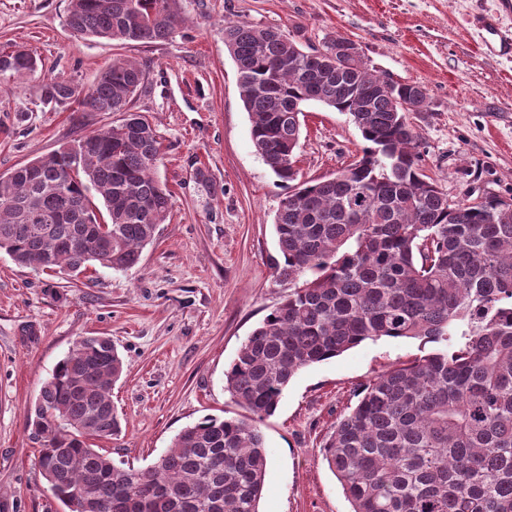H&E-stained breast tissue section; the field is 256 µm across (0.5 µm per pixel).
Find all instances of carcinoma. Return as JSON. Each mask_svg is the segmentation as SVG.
Instances as JSON below:
<instances>
[{"label":"carcinoma","mask_w":512,"mask_h":512,"mask_svg":"<svg viewBox=\"0 0 512 512\" xmlns=\"http://www.w3.org/2000/svg\"><path fill=\"white\" fill-rule=\"evenodd\" d=\"M182 2L70 0L65 22L80 37L165 42L187 23ZM224 47L255 150L288 185L273 224L288 293L224 372L242 413L183 428L145 468L118 465L93 441L122 431L112 386L124 361L110 337H82L28 410L49 497L66 512H259L262 426L291 379L389 337L432 349L366 382L322 448L351 512H512V198L437 189L399 110L416 84L389 87L366 62L338 72L280 28L243 20L224 23ZM36 69L24 50L0 53L1 76ZM146 80L125 58L85 93L46 80L45 100L121 118L0 175V252L75 277L139 263L170 207L158 131L128 109ZM310 101L348 114L368 143L346 181L295 166L302 112L291 106Z\"/></svg>","instance_id":"obj_1"}]
</instances>
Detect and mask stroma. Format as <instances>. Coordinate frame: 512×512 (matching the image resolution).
<instances>
[{
	"mask_svg": "<svg viewBox=\"0 0 512 512\" xmlns=\"http://www.w3.org/2000/svg\"><path fill=\"white\" fill-rule=\"evenodd\" d=\"M68 3L0 0V51L19 48L39 63L33 79L0 76V174L110 125L112 113L44 103L41 84L62 77L87 90L125 56L148 72L130 107L162 138L157 177L172 207L126 271L42 273L0 252V500L8 512H62L45 492L26 415L79 337H111L125 362L112 388L122 433L100 444L115 462L147 466L185 426L238 412L224 371L282 299L273 222L288 188L252 144L226 20L278 27L315 47L336 36L354 41L377 71L426 87L427 111L408 118L425 173L450 199L479 188L512 197V58L479 46L478 21L500 11L499 0H184L193 26L166 42L127 45L73 36ZM364 145L347 114L305 106L304 177L333 176ZM198 168L210 187L195 183ZM419 351L414 339L367 340L290 381L264 426L260 512H351L321 448L361 385Z\"/></svg>",
	"mask_w": 512,
	"mask_h": 512,
	"instance_id": "35a3bbf8",
	"label": "stroma"
}]
</instances>
